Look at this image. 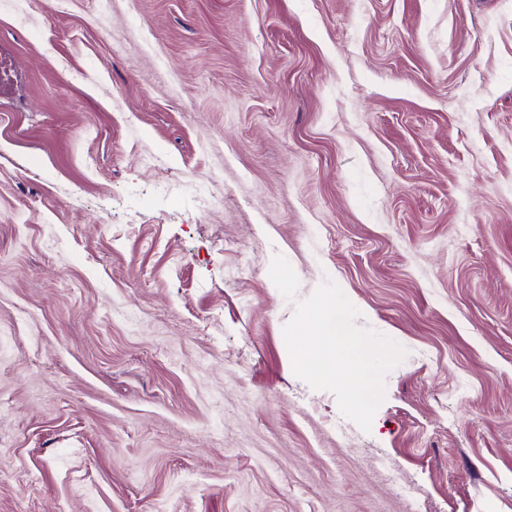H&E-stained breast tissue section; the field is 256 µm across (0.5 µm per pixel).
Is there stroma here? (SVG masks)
Segmentation results:
<instances>
[{"instance_id": "stroma-1", "label": "stroma", "mask_w": 512, "mask_h": 512, "mask_svg": "<svg viewBox=\"0 0 512 512\" xmlns=\"http://www.w3.org/2000/svg\"><path fill=\"white\" fill-rule=\"evenodd\" d=\"M0 45V512H512V0H0ZM278 254L406 349L370 431Z\"/></svg>"}]
</instances>
